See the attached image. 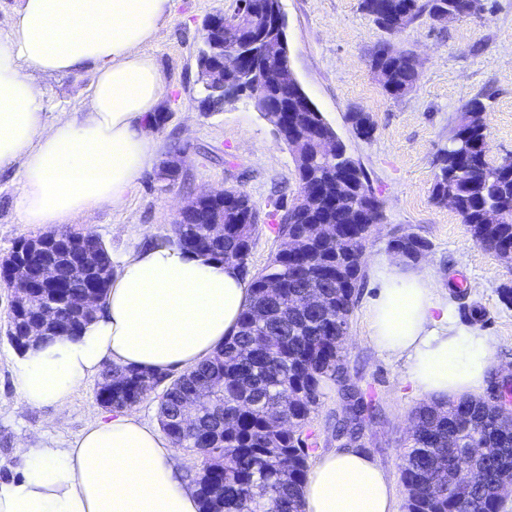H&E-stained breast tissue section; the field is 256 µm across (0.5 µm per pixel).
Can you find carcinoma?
Wrapping results in <instances>:
<instances>
[{"instance_id":"cac0c4a2","label":"carcinoma","mask_w":512,"mask_h":512,"mask_svg":"<svg viewBox=\"0 0 512 512\" xmlns=\"http://www.w3.org/2000/svg\"><path fill=\"white\" fill-rule=\"evenodd\" d=\"M464 0H361V9L387 31L392 15L407 23L421 15L446 14L464 8ZM281 34L267 33L266 41L251 40L247 50L262 56L281 48ZM224 25L203 34L199 54L205 63L224 46ZM372 67L384 90L393 97L413 86L419 73L412 54L385 44L372 59ZM268 90L289 102L303 104L308 95L300 85ZM485 106L475 98L460 114L458 125L435 159L433 198L445 204L456 200V212L469 227L473 240L494 250L504 262L512 259V161L487 159L480 148L486 130L481 112ZM309 136L301 147L297 167L299 180L319 188L318 207L312 219L295 224L279 222V237L295 241L293 252L279 250L265 272L251 283L249 302L241 312L238 330L212 354L177 378L107 364L102 375L118 381L96 393L98 403L114 411L132 408L153 390L163 387L160 425L171 442L190 454L208 460L196 471L192 484L200 512H302L301 488L307 477L308 460L315 449L304 425L316 410L327 382L343 373L342 332L348 328L359 288L362 259L371 225L353 224L349 215L373 211L376 197L361 165L349 154L326 156L318 137L333 133L314 103L302 113ZM237 196L232 207L217 212L221 203L197 201L196 216L173 225V237L188 252L208 255L246 272L256 225L248 223L256 205L242 190L224 191ZM224 217V240L209 236L207 219ZM333 225V234L323 237L322 225ZM50 240L47 256L56 265L57 288H47V300L76 332L91 323L96 314L83 313L79 301L84 291L97 283L105 297L112 282V257L105 244L92 233L76 235L71 230L38 235ZM425 241L405 233L392 241V249L416 258ZM276 279L275 294L265 281ZM312 293L316 302L299 313L292 309L293 295ZM205 385L212 398L185 412L182 394L189 387ZM367 409L356 399L353 417L336 422V436L353 439L354 420ZM475 444L490 453L475 463V485L467 497L448 488L450 474L433 466L434 458L453 460ZM512 471V419L502 406L483 398L423 405L413 414L409 444L401 454V478L406 490L407 512H499L502 498L500 477Z\"/></svg>"}]
</instances>
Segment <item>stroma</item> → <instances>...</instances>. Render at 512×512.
Wrapping results in <instances>:
<instances>
[{"label":"stroma","mask_w":512,"mask_h":512,"mask_svg":"<svg viewBox=\"0 0 512 512\" xmlns=\"http://www.w3.org/2000/svg\"><path fill=\"white\" fill-rule=\"evenodd\" d=\"M480 16L439 23L423 16L401 32L379 28L360 8V0H281L291 68L310 99L357 158L378 199L382 220L372 226L365 247L361 283L344 344L345 373L328 384L311 430L319 453L340 445L332 433L336 419L350 415L348 390L374 405L360 420L354 444L385 469L397 512H406L400 455L411 434V415L425 403L413 387L403 360L381 353L371 340L370 303L377 287L374 263L397 260L392 240L411 232L426 250L410 268L434 276L436 292L447 301L457 325L488 336L490 375L512 385V306L498 290L512 285V266L478 246L466 224L433 195L435 158L452 136L464 105L482 99L487 127V157H512V0H484ZM237 0H174L148 47L159 67L166 94L165 121L152 131L151 166L124 201L73 218L75 230H89L105 244L113 261L153 237L168 238L179 209L202 192L235 186L255 202L259 220L248 259L250 275L261 273L281 249L273 231L282 205L298 195V172L288 147L248 98L220 112L198 107L202 85L196 56L203 43L205 19L233 12ZM411 51L420 79L407 94L394 98L382 88L371 66L383 43ZM90 75L63 76L45 89L47 118L82 108ZM366 113L370 137L357 135L351 113ZM181 152L174 180H158L168 154ZM44 226L22 221L12 172L0 173V256ZM11 292L0 283V479L13 475L23 446L65 448L107 411L95 398L98 376H90L60 407H19L17 352L3 327Z\"/></svg>","instance_id":"1"}]
</instances>
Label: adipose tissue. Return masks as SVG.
I'll return each mask as SVG.
<instances>
[{"mask_svg": "<svg viewBox=\"0 0 512 512\" xmlns=\"http://www.w3.org/2000/svg\"><path fill=\"white\" fill-rule=\"evenodd\" d=\"M171 0H17L0 33V172L17 170L24 223L67 224L118 204L150 166V128L164 84L146 47ZM93 68L86 105L45 117L44 89ZM371 338L404 360L435 400L479 395L489 339L458 327L431 277L388 262ZM250 288L238 270L155 239L121 261L94 322L79 337L27 349L17 363L21 404L61 406L104 364L154 372L189 368L232 335ZM20 475L0 480V512H198L193 485L159 430L120 415L66 448L20 451ZM304 512H396L383 466L352 445L318 458Z\"/></svg>", "mask_w": 512, "mask_h": 512, "instance_id": "ef3b65f1", "label": "adipose tissue"}]
</instances>
